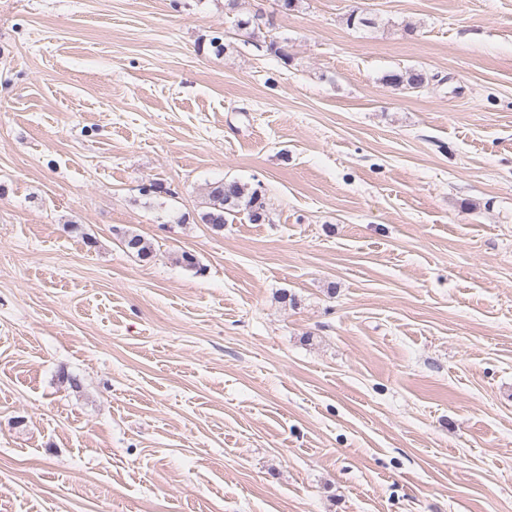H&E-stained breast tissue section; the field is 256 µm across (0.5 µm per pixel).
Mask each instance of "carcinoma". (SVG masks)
<instances>
[{"instance_id":"1","label":"carcinoma","mask_w":512,"mask_h":512,"mask_svg":"<svg viewBox=\"0 0 512 512\" xmlns=\"http://www.w3.org/2000/svg\"><path fill=\"white\" fill-rule=\"evenodd\" d=\"M386 83L402 90H416L425 87L427 77L416 69H406L384 77ZM207 210L201 220L215 228H222L227 223V216L236 209L245 207L249 220L260 222L265 219V206L258 190L236 180L217 181L209 185L207 193ZM125 250L139 258L145 259L153 252L152 243L144 236L128 233L121 239Z\"/></svg>"}]
</instances>
